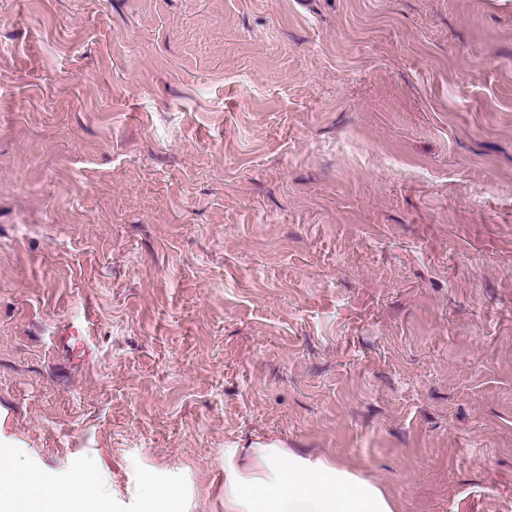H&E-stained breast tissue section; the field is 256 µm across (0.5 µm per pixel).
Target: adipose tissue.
Here are the masks:
<instances>
[{
    "label": "adipose tissue",
    "instance_id": "ef3b65f1",
    "mask_svg": "<svg viewBox=\"0 0 512 512\" xmlns=\"http://www.w3.org/2000/svg\"><path fill=\"white\" fill-rule=\"evenodd\" d=\"M249 454L250 463L224 481V512H394L378 485L333 462L304 458L274 440L253 443ZM103 484L80 472L57 498L67 512H90Z\"/></svg>",
    "mask_w": 512,
    "mask_h": 512
}]
</instances>
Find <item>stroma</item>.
<instances>
[{
    "instance_id": "stroma-1",
    "label": "stroma",
    "mask_w": 512,
    "mask_h": 512,
    "mask_svg": "<svg viewBox=\"0 0 512 512\" xmlns=\"http://www.w3.org/2000/svg\"><path fill=\"white\" fill-rule=\"evenodd\" d=\"M266 437L512 512V0H0L24 512L97 461L224 512Z\"/></svg>"
}]
</instances>
